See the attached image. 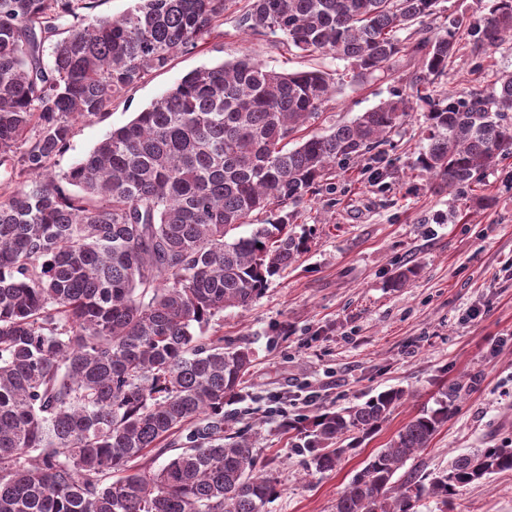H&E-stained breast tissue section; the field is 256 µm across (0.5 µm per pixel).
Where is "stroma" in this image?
I'll return each mask as SVG.
<instances>
[{
    "label": "stroma",
    "instance_id": "stroma-1",
    "mask_svg": "<svg viewBox=\"0 0 512 512\" xmlns=\"http://www.w3.org/2000/svg\"><path fill=\"white\" fill-rule=\"evenodd\" d=\"M243 55L279 72L341 76L317 122L321 129L408 93L421 69L418 58L407 55L388 76H356L332 55L300 58L279 37L242 33L236 14L228 12L217 32L178 53L167 68L149 72L101 118L74 122L53 174L68 171L191 71ZM500 71H512V40L485 56L462 35L441 87L463 97L489 89ZM427 110L415 102L384 161L337 170L334 193L298 205L295 230L309 234L307 252L248 307L225 309L203 329L254 356L224 411L259 425L252 441L278 489L263 512H334L339 493L365 460L458 384L467 391L447 423L397 471L395 482L411 474L426 478L476 448H512V157L477 187L435 189L409 169L428 146ZM441 213L446 223H436ZM401 266L415 268L416 275L407 287H391ZM393 388L408 396L379 431L335 470L307 469L285 422ZM447 512H512V472L460 488L449 497Z\"/></svg>",
    "mask_w": 512,
    "mask_h": 512
}]
</instances>
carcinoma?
<instances>
[{
	"label": "carcinoma",
	"instance_id": "obj_1",
	"mask_svg": "<svg viewBox=\"0 0 512 512\" xmlns=\"http://www.w3.org/2000/svg\"><path fill=\"white\" fill-rule=\"evenodd\" d=\"M97 0H0V158L32 175L0 200V512H262L277 483L247 434L224 442V404L252 364L246 347L201 329L250 305L307 251L291 230L300 204L379 147L429 105L428 147L411 169L440 189H464L512 155V73L467 99L436 93L463 28L487 54L512 38V0L443 33L406 43L399 32L438 0H249L243 31L280 34L288 50L332 53L362 74L419 57L411 96L380 103L321 134L296 133L336 90L320 70L277 72L252 57L202 67L113 130L63 174L51 163L72 124L211 32L235 0H137L117 18H91ZM52 60L46 41L59 32ZM36 130L25 146L27 134ZM250 234H228L250 223ZM405 392L325 411L288 428L319 473L379 430ZM448 400L414 416L364 462L335 512H413L512 471V448L456 456L424 483L392 478L448 421ZM177 436L180 442L171 440ZM179 444L157 471L131 462ZM28 461H21V458Z\"/></svg>",
	"mask_w": 512,
	"mask_h": 512
}]
</instances>
